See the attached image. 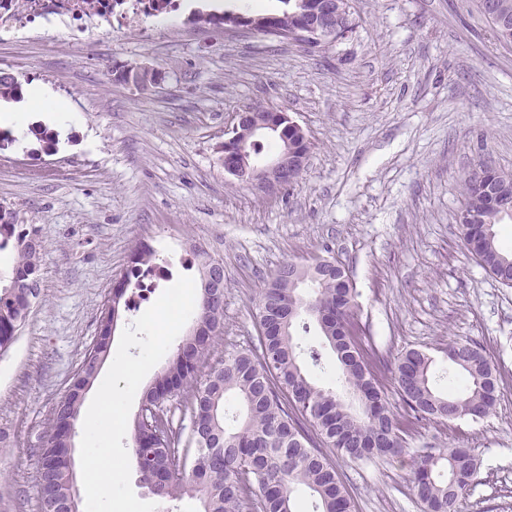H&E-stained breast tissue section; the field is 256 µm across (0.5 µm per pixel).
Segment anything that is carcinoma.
<instances>
[{
	"mask_svg": "<svg viewBox=\"0 0 512 512\" xmlns=\"http://www.w3.org/2000/svg\"><path fill=\"white\" fill-rule=\"evenodd\" d=\"M334 0H282L279 14L251 17L263 34L285 37L298 23L324 12ZM497 39L512 36V0H478ZM20 97L14 78L0 75V100ZM487 183L481 172L464 180L462 211L472 223L459 225L467 249L501 284L512 282V251L497 242L494 226L508 211L496 195H512V173L497 172ZM14 250L11 274L0 279V351L9 347L39 290L43 241L31 224H19L13 212L0 211V251ZM337 261L311 264L288 261L264 283L256 302L257 336L244 350L224 352V362L203 380L198 372L206 352L224 326V297L198 298L192 331L166 367L144 391L143 405L157 412L149 428L135 418L133 451L141 479L154 495L174 500L197 498L201 512H296L294 492L307 489L313 512H356L355 502L327 453L332 448L351 460L398 456L406 447V426L393 411L373 366L386 358L353 321L355 288L342 281ZM314 322L324 347L335 356L334 383L323 386L303 367L295 326ZM111 332L100 322L94 349L110 353ZM456 370L448 393L432 382V355L422 349L399 352L391 365L406 414L414 419L454 421L488 415L496 406L498 371L483 348L453 341L441 348ZM97 373L82 363L65 398L53 411L41 454L44 512L68 501L71 490V443L84 392ZM237 401L243 413L228 417L226 404ZM176 403L170 408L167 403ZM189 420L173 426L174 410ZM477 475L469 448L427 451L413 461L412 491L423 512H461L464 495Z\"/></svg>",
	"mask_w": 512,
	"mask_h": 512,
	"instance_id": "cac0c4a2",
	"label": "carcinoma"
}]
</instances>
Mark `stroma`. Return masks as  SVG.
I'll return each instance as SVG.
<instances>
[{
  "instance_id": "stroma-1",
  "label": "stroma",
  "mask_w": 512,
  "mask_h": 512,
  "mask_svg": "<svg viewBox=\"0 0 512 512\" xmlns=\"http://www.w3.org/2000/svg\"><path fill=\"white\" fill-rule=\"evenodd\" d=\"M352 29L327 54L252 31L154 24L151 37L66 23L0 39V74L21 97L47 88L73 121L66 136L0 128V207L36 225L41 294L0 354V512H41L36 481L51 414L127 270L135 244L185 254L197 235L224 266V328L205 358L251 346L265 279L330 255L356 288L355 319L393 354L481 344L500 396L482 419L411 421L398 457L337 460L357 512H422L413 459L471 449L479 465L462 512H512V288L458 233L464 179L512 172V44L476 0H351ZM149 65L142 89L116 70ZM281 107L312 143L293 187L256 194L225 173L219 147L236 112Z\"/></svg>"
}]
</instances>
